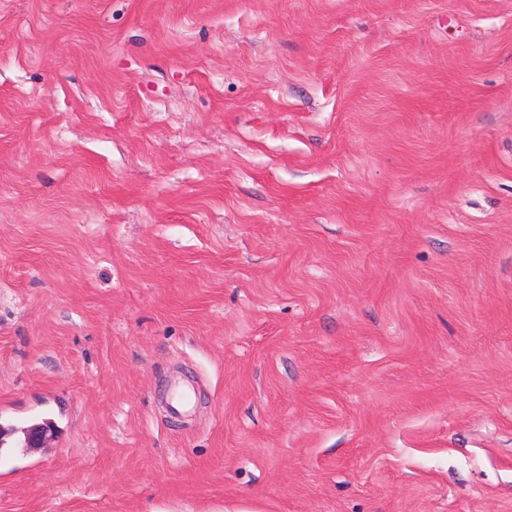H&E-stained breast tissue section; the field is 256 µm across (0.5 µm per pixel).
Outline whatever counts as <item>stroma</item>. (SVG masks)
I'll use <instances>...</instances> for the list:
<instances>
[{
	"mask_svg": "<svg viewBox=\"0 0 512 512\" xmlns=\"http://www.w3.org/2000/svg\"><path fill=\"white\" fill-rule=\"evenodd\" d=\"M0 512H512V0H0Z\"/></svg>",
	"mask_w": 512,
	"mask_h": 512,
	"instance_id": "1",
	"label": "stroma"
}]
</instances>
